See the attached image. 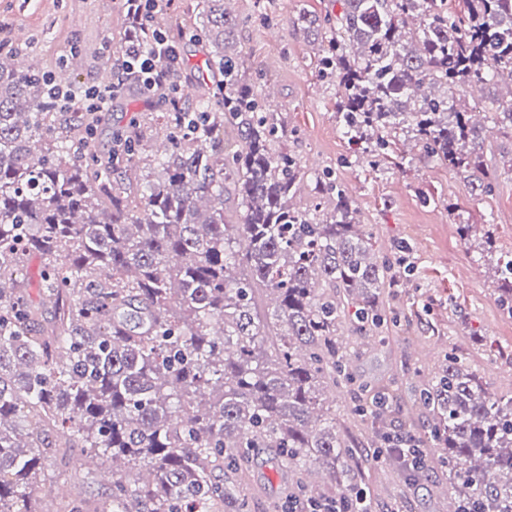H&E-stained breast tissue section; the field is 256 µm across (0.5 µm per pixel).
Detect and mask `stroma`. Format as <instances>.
I'll return each mask as SVG.
<instances>
[{
  "mask_svg": "<svg viewBox=\"0 0 512 512\" xmlns=\"http://www.w3.org/2000/svg\"><path fill=\"white\" fill-rule=\"evenodd\" d=\"M122 0H0V48L14 47L25 30L27 62L33 68L64 71L76 89L100 84L129 26ZM241 24L236 33L245 56L248 81L275 89L277 115L289 134L286 147L309 171L327 174L342 185L383 256L392 261L398 284L383 297L396 321L382 329V341L351 335L350 370L357 379L389 386L394 393L390 420L426 431L429 415L414 389L431 377L438 360L449 354L467 358L482 385L497 394L512 393V315L495 299L498 286L493 257L470 252L459 234L472 225L477 236L493 241L495 254H512V172L501 158L512 140L491 138L486 150L495 171L491 193L472 195L467 173L428 157L421 144L405 136L377 165L357 157L336 114V89L318 73L320 47L310 33L294 25L306 12L336 18L343 0H228ZM162 105L138 92L111 100L94 133L99 152L112 149V133L132 118L158 116ZM353 393L341 389L336 413L342 431L359 442L367 462L356 484L370 493V512H449L448 472L430 468L425 478L405 482L397 463L370 461L373 430L351 415ZM275 453L261 449L246 472L249 512H276L288 490V474L276 470ZM88 453L57 464L51 479L57 490L41 494L47 506L68 498L96 497L109 489Z\"/></svg>",
  "mask_w": 512,
  "mask_h": 512,
  "instance_id": "35a3bbf8",
  "label": "stroma"
}]
</instances>
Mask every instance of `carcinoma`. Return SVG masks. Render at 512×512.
<instances>
[{"label": "carcinoma", "instance_id": "obj_1", "mask_svg": "<svg viewBox=\"0 0 512 512\" xmlns=\"http://www.w3.org/2000/svg\"><path fill=\"white\" fill-rule=\"evenodd\" d=\"M201 2L189 36L211 87L158 117L163 158L146 153L139 123L116 133L119 160L98 154L96 113L61 126L51 112L48 84L70 82L15 68L21 47L0 52V512H50L34 493L59 437L112 469L99 512H249L238 480L259 448L277 450L291 499L351 487L358 447L325 393L355 383L346 328L377 335L395 279L345 189L280 147L279 120L243 78L240 18ZM460 3L344 0L320 74L337 85L355 155L411 132L448 168L479 173L482 195L491 134L512 136V98L491 129L459 93L512 86V0ZM32 255L58 309L50 328L28 291ZM496 266L512 312V254ZM419 399L432 422L417 441L443 449L454 512H512V395L451 354ZM353 413L383 444L386 411L366 399ZM313 467L329 484L306 480Z\"/></svg>", "mask_w": 512, "mask_h": 512}]
</instances>
